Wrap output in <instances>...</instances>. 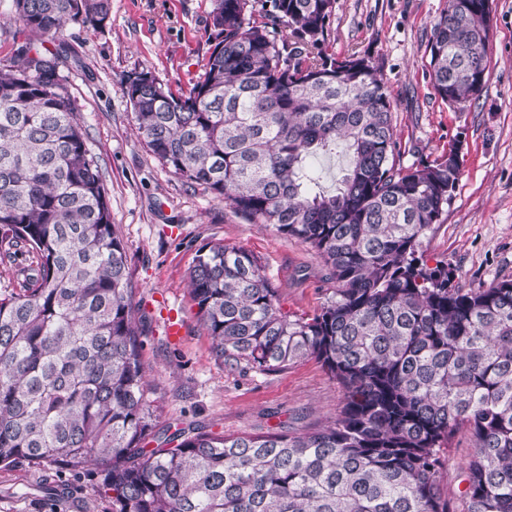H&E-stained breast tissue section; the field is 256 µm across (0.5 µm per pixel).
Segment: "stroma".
Listing matches in <instances>:
<instances>
[{
    "label": "stroma",
    "instance_id": "35a3bbf8",
    "mask_svg": "<svg viewBox=\"0 0 512 512\" xmlns=\"http://www.w3.org/2000/svg\"><path fill=\"white\" fill-rule=\"evenodd\" d=\"M445 0H336L327 52L360 51L378 61L393 101L395 158L407 167L460 141L464 162L444 221L422 240L429 265H447L467 288L512 279V0H493L489 70L475 100L451 104L429 78L432 22ZM213 0H111L105 25L67 22L63 73L87 142L101 167L112 222L128 249L134 305L149 316L141 358L158 425H201L226 435L314 428L335 419L343 392L316 361L264 373L218 359L186 288L198 250L224 241L256 256L278 288L283 311L307 315L331 294L310 248L236 215L222 199L185 183L138 135L127 80L148 70L172 89L189 88L210 53ZM184 321L172 342L162 313ZM473 452L467 430L444 451L440 490L458 499ZM97 466L60 473L0 467V512H112Z\"/></svg>",
    "mask_w": 512,
    "mask_h": 512
}]
</instances>
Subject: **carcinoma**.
<instances>
[{
    "mask_svg": "<svg viewBox=\"0 0 512 512\" xmlns=\"http://www.w3.org/2000/svg\"><path fill=\"white\" fill-rule=\"evenodd\" d=\"M32 39L0 68V466L95 464L112 512H457L442 449L465 427L464 512H512V280L465 288L421 241L462 169L456 143L396 164L393 105L371 55L327 53L336 0H215L204 72L173 92L127 86L138 134L170 171L313 250L336 284L313 314L282 311L249 251L203 246L189 278L228 365L282 371L314 359L344 390L304 432L224 436L157 427L145 397L143 321L98 160L44 46L110 0H12ZM489 0H448L431 80L450 103L485 85ZM348 165L333 190L314 161ZM157 443L147 447V440Z\"/></svg>",
    "mask_w": 512,
    "mask_h": 512,
    "instance_id": "carcinoma-1",
    "label": "carcinoma"
}]
</instances>
